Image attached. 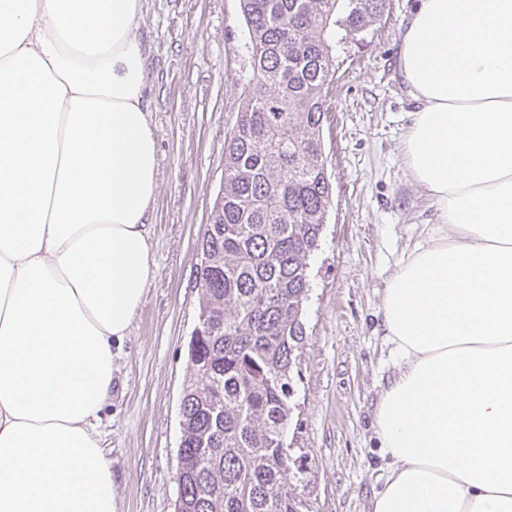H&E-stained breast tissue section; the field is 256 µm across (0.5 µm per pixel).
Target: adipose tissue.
Here are the masks:
<instances>
[{"label":"adipose tissue","instance_id":"obj_1","mask_svg":"<svg viewBox=\"0 0 512 512\" xmlns=\"http://www.w3.org/2000/svg\"><path fill=\"white\" fill-rule=\"evenodd\" d=\"M143 0H0V512H119L112 346L154 277ZM403 140L436 227L383 296L373 512H512V0H416Z\"/></svg>","mask_w":512,"mask_h":512}]
</instances>
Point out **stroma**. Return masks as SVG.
<instances>
[{
	"mask_svg": "<svg viewBox=\"0 0 512 512\" xmlns=\"http://www.w3.org/2000/svg\"><path fill=\"white\" fill-rule=\"evenodd\" d=\"M414 0H387L365 39L334 49L324 127L332 203L310 259L305 346L286 443L298 512H372L389 459L374 410L396 372L383 290L434 212L402 158L413 103L397 71ZM148 103L157 137L149 225L155 277L116 347L99 429L120 512H173L180 401L197 324L199 243L224 176V136L249 74L239 0H144Z\"/></svg>",
	"mask_w": 512,
	"mask_h": 512,
	"instance_id": "1",
	"label": "stroma"
}]
</instances>
